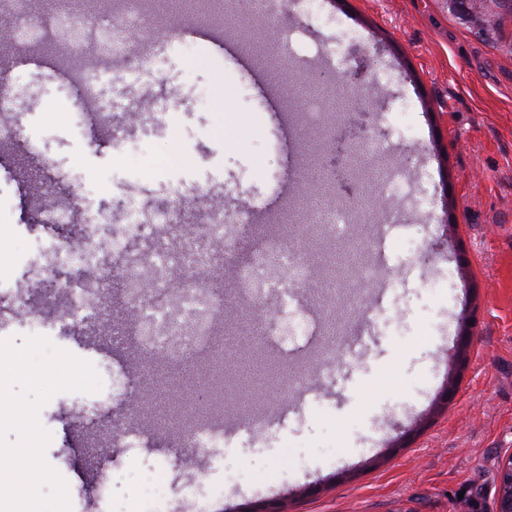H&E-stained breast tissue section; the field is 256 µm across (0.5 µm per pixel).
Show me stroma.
<instances>
[{
	"label": "stroma",
	"instance_id": "1",
	"mask_svg": "<svg viewBox=\"0 0 512 512\" xmlns=\"http://www.w3.org/2000/svg\"><path fill=\"white\" fill-rule=\"evenodd\" d=\"M292 9L290 26H257L249 0H224V28L262 70L261 90L236 53L184 50L165 10L147 12L144 32L172 50L165 79L145 78L142 90L159 99L173 86L184 104L165 111V133L136 131L130 148L79 125L76 87L43 68L12 70L19 135L0 147V308L12 303L10 287H29L25 269L57 276L37 246L78 233L43 223L59 198L116 213L128 195L157 209L209 186L228 210L263 211L261 223L228 225L224 242L188 211L161 236L104 250L97 267L68 269L98 282L96 315L62 299L44 334L102 379L99 392L59 393L39 412L72 512H495L512 456V23L492 44L448 0H324L335 26L308 20L300 0ZM345 27L365 34L367 52L341 51ZM312 97L331 120L370 112L381 135L351 187L330 176L325 132L304 126L298 108ZM331 206L345 214L332 231L315 220ZM377 225L388 230L385 266L371 241ZM264 239L290 261L269 260L262 279L248 280ZM230 241L223 307L200 312L220 327L223 364L185 353V336L151 347L149 321L134 314L153 298L127 293L125 281L158 248L178 298L190 276L184 254L209 259ZM414 242L434 248L433 259ZM301 267L307 277L294 281ZM384 279L393 291L378 332L346 356ZM206 377L223 380L225 406L248 415L318 392L285 427L238 433L199 456L211 475L200 503L182 491L195 453L180 437L204 413ZM98 468L103 490L85 480Z\"/></svg>",
	"mask_w": 512,
	"mask_h": 512
}]
</instances>
